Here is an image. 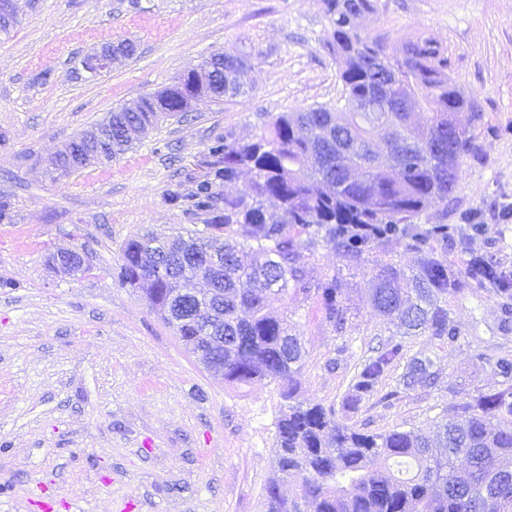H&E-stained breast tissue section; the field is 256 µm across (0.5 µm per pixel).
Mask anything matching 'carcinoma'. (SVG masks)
<instances>
[{
    "instance_id": "carcinoma-1",
    "label": "carcinoma",
    "mask_w": 512,
    "mask_h": 512,
    "mask_svg": "<svg viewBox=\"0 0 512 512\" xmlns=\"http://www.w3.org/2000/svg\"><path fill=\"white\" fill-rule=\"evenodd\" d=\"M330 23L328 44L336 49L341 95L335 104L282 112L264 123L249 141L224 140L212 148L214 177L226 183L251 174V192L224 196L217 207L213 181H199L190 195L193 207L208 210L213 222L197 236L165 239L142 236L127 241L121 280L137 284L138 256L151 243L163 253L176 246L200 256L179 269L171 285L157 279L149 291L179 336L195 332L169 300L171 288H186L207 271L204 263L224 264V381L248 384L255 379L277 383L285 404L276 422L273 477L265 487V512H512V357L496 362L506 388L477 396L456 414L437 423L431 439L415 429L365 433L336 422L332 410L296 399L295 375L305 352L285 313L271 302L293 294H314L329 322L346 320L343 288L336 277L316 284L308 279L306 251L316 238L336 248L347 267L359 264L372 249L392 240L408 241L420 254L416 268L405 272L387 260L375 261L374 309L394 318L404 336L427 334L453 343L459 332L448 316V297L466 288L494 287L512 315V278L483 256L473 255L461 268L436 254L434 243L448 246V225L433 224L411 232L436 198L448 199L472 150L465 130L448 140L449 117L466 104L448 84V55L428 39L402 46L401 55L381 38L358 33L357 16L375 10V0H322ZM224 62L206 59L179 80L141 100L137 112L117 107L97 126H112L106 158L130 150L137 140L128 127L148 135L160 120L184 116L183 91L215 102L241 94L242 55L226 51ZM389 84L375 112H349V101L374 97L375 86ZM412 99L424 113L421 123L406 122L400 104ZM402 123L395 145L401 167L383 161L377 140L387 124ZM360 170L350 180L347 168ZM356 224L370 229L362 233ZM402 359V346L388 343L354 374L350 398H371L383 378ZM430 357L407 363L403 386L411 388L437 377ZM299 479V493L288 499L280 480Z\"/></svg>"
}]
</instances>
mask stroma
<instances>
[{
    "label": "stroma",
    "instance_id": "1",
    "mask_svg": "<svg viewBox=\"0 0 512 512\" xmlns=\"http://www.w3.org/2000/svg\"><path fill=\"white\" fill-rule=\"evenodd\" d=\"M357 27L447 53L474 149L453 196L414 228L451 225L449 262L482 255L512 272V0H377ZM329 28L321 0H20L18 26L0 36V200L10 203L0 221V512H264L282 406L275 384L211 375L118 274L133 235L187 236L209 223L184 196L213 147L251 139L268 116L336 102ZM124 39L136 55L89 77L84 57ZM224 50L251 59L245 94L197 101L120 159L50 176L62 145L117 104ZM473 224L489 230L471 234ZM71 248L87 253L89 274L52 265ZM384 257L417 259L395 240L355 268L325 241L311 249V280H339L348 320L336 328L315 297H289L305 350L298 398L368 433H429L451 406L502 389L495 363L512 354V333L499 330L501 298L481 289L448 300L455 343L401 335L370 302ZM391 339L405 359L435 357L437 380L405 390L392 375L351 405L354 372Z\"/></svg>",
    "mask_w": 512,
    "mask_h": 512
}]
</instances>
